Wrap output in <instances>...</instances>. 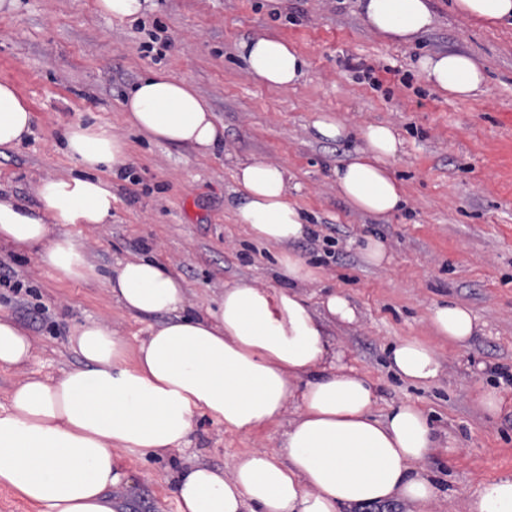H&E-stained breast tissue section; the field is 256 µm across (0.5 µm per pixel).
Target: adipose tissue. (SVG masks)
<instances>
[{"label":"adipose tissue","instance_id":"ef3b65f1","mask_svg":"<svg viewBox=\"0 0 512 512\" xmlns=\"http://www.w3.org/2000/svg\"><path fill=\"white\" fill-rule=\"evenodd\" d=\"M363 20L394 42H409L433 24L428 0H361ZM457 13L487 26L512 21V0H452ZM249 74L270 87L297 83L305 56L286 41L260 36L240 42ZM420 69L437 89L459 98L481 92L485 75L471 56L442 52ZM126 124L148 141L214 154L224 126L209 101L186 80L158 70L140 77L122 104ZM32 111L16 87L0 81V149L31 131ZM363 147L336 166L341 196L357 211L388 218L405 203L391 162L402 141L385 125L360 131ZM66 152L81 177H46L36 204L0 195V242L35 250L40 262L85 281L96 270L67 232L70 224L112 221V183L129 160L121 137L74 124ZM237 223L260 241L282 246L304 239L309 224L290 191L287 167L255 158L236 160ZM285 288L246 282L225 285L217 310L184 314L181 279L146 258L121 263L108 281L126 311L148 318L136 348L111 328L89 321L72 334L80 368L55 377H29L0 405V485L37 512H116L108 491L124 474L122 450L163 456L183 448L195 414L235 432L279 421L287 403L297 413L285 433L286 454L248 452L232 475L196 465L179 472L178 512H340L342 507L401 498L428 512L439 494L422 461L439 443L420 408L406 404L377 419L370 380L341 364L325 323L355 317L348 299L331 293L312 306L301 287L318 272L300 258H282ZM434 336L462 343L478 330L470 309L451 303L430 309ZM31 342L0 312V370L26 362ZM389 368L412 383L438 378L435 349L400 339Z\"/></svg>","mask_w":512,"mask_h":512}]
</instances>
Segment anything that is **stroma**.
Instances as JSON below:
<instances>
[{"mask_svg":"<svg viewBox=\"0 0 512 512\" xmlns=\"http://www.w3.org/2000/svg\"><path fill=\"white\" fill-rule=\"evenodd\" d=\"M154 2L136 23L97 13L94 0H19L15 12L0 14V81L15 84L34 115L30 135L0 151V192L31 203L39 179L76 174L65 153V133L76 123L124 138L135 175L112 181L111 224L69 228L95 278L68 279L34 251L0 244V261L32 288L27 306L0 300L32 344L25 364L0 371V403L27 377L81 367L71 343L79 323L106 321L136 347L146 324L108 288L118 263L161 260L184 282L193 314L217 309L228 283L287 286L280 260L290 253L321 273L303 286L311 303L331 291L350 300L354 320H331L326 329L342 362L373 382L375 415L403 404L426 412L439 439L422 463L441 490L430 512H469L487 482L512 473V25L487 28L452 10L451 0H429L432 27L393 43L365 26L360 0ZM256 36L293 44L308 60L305 75L283 88L253 79L237 47ZM439 52L479 60L482 92L467 99L436 92L419 61ZM155 69L187 79L210 101L224 125L215 155L149 143L125 125L127 92ZM322 113L337 115L351 136L321 137L313 123ZM370 124L393 126L403 141L392 169L407 204L386 219L352 210L331 177L362 147L359 131ZM244 157L288 167L312 234L271 246L236 223L233 168ZM369 236L385 244L383 265L363 257ZM448 302L476 317L470 340L433 336L428 310ZM402 338L437 350V379L413 384L389 370ZM483 389L496 391V412L476 403ZM295 416L287 404L279 422L249 433L195 416L180 450L119 452L127 478L111 488L112 500L118 512H178L172 485L184 465L232 474L251 449L283 450Z\"/></svg>","mask_w":512,"mask_h":512,"instance_id":"obj_1","label":"stroma"}]
</instances>
